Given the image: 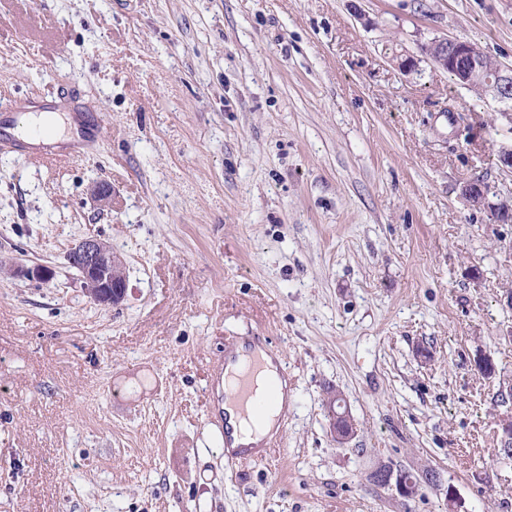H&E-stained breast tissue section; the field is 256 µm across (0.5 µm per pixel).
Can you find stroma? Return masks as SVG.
Returning a JSON list of instances; mask_svg holds the SVG:
<instances>
[{"label":"stroma","mask_w":512,"mask_h":512,"mask_svg":"<svg viewBox=\"0 0 512 512\" xmlns=\"http://www.w3.org/2000/svg\"><path fill=\"white\" fill-rule=\"evenodd\" d=\"M436 37L512 67V0H0V97L72 90L109 123L55 165L0 153V512H512V114ZM88 236L119 305L67 263ZM246 336L290 395L230 465L210 402ZM383 463L438 480L405 498ZM474 46L481 50L475 44L472 46L467 41L445 37L433 39L424 46V49L433 62L443 70L447 69L446 71L454 77L457 83L459 78L464 84L469 83L468 85L471 88L489 94L485 90L486 78L494 79L495 73L498 72L501 65L492 61L481 50L484 57V67L489 72L482 79H476L470 83L471 80L482 75L480 56ZM450 68L454 69L458 78ZM71 268H80V288L98 305L112 306L121 302L127 291L121 258L106 242L87 237L71 248ZM81 257V258H80ZM82 260V263H81Z\"/></svg>","instance_id":"obj_1"}]
</instances>
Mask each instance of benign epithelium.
Segmentation results:
<instances>
[{"label":"benign epithelium","mask_w":512,"mask_h":512,"mask_svg":"<svg viewBox=\"0 0 512 512\" xmlns=\"http://www.w3.org/2000/svg\"><path fill=\"white\" fill-rule=\"evenodd\" d=\"M427 55L439 67L454 69L463 83H469L482 75L478 50L469 42L457 38H435L424 46ZM512 90V69L506 68L496 75L492 83L491 94L498 101H503L502 92ZM463 199L472 207L481 208L486 203L487 194L483 187L473 181L464 183L461 189ZM72 251L78 253L82 263L80 268V288L83 293L98 305L112 306L121 302L127 291L121 258L112 252L106 242L87 237L78 242ZM332 431L336 442L344 444L356 434V425L344 414L332 416ZM378 481L385 484L395 483L399 494L409 498L416 495L420 485L407 482L402 475H393L390 467L380 465L375 469Z\"/></svg>","instance_id":"1"}]
</instances>
